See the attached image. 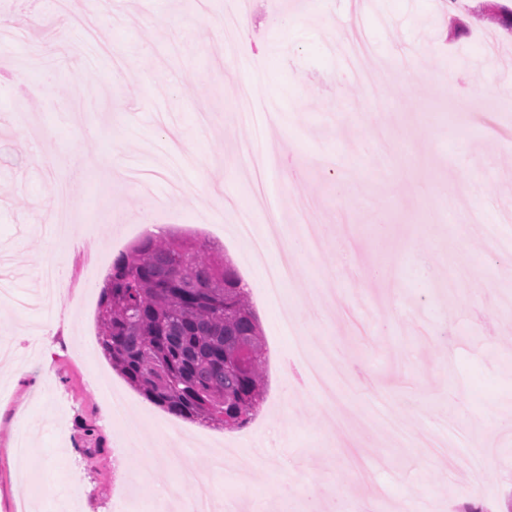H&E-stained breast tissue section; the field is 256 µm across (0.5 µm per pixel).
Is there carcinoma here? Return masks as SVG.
<instances>
[{
    "instance_id": "cac0c4a2",
    "label": "carcinoma",
    "mask_w": 512,
    "mask_h": 512,
    "mask_svg": "<svg viewBox=\"0 0 512 512\" xmlns=\"http://www.w3.org/2000/svg\"><path fill=\"white\" fill-rule=\"evenodd\" d=\"M98 343L112 368L177 417L240 429L264 392L263 345L246 290L206 246L145 238L112 259Z\"/></svg>"
}]
</instances>
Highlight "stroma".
<instances>
[{
  "label": "stroma",
  "instance_id": "35a3bbf8",
  "mask_svg": "<svg viewBox=\"0 0 512 512\" xmlns=\"http://www.w3.org/2000/svg\"><path fill=\"white\" fill-rule=\"evenodd\" d=\"M381 3L386 22L362 25L372 44L366 65L391 66L395 54L412 50L428 55L424 75L389 82L374 104L363 84L338 77L347 27L307 0H248L254 65L224 42L222 0H112L108 14L100 0L78 7L43 0L34 13L23 0H0V18L17 34L0 40V276L17 298L0 304V344L12 347L17 369L5 375L0 360V381L11 391L10 402L0 403V512L24 494L12 445L27 428L39 450L40 512H57L71 499L79 512H116L121 497L111 485L127 467L120 453L126 441L120 422L102 421L99 379L126 398V419L144 435L174 440L162 457L141 461L132 479L150 512L189 449L201 454L258 435L267 440L266 466L249 471L246 487L211 477L202 461L194 494L237 498L241 512H303L316 490L320 512H359L363 504L396 512L418 487L428 512H455L471 497V480L449 473L448 458L467 449L484 456L491 512L512 505V431L501 428L512 421V345L504 342L512 336V254L489 250L448 213L453 194L481 208L488 223L512 222V97L494 92L512 87V30L499 20L512 0ZM159 15L162 31L153 26ZM64 22L71 28L66 47L28 76L25 52ZM69 47L80 48L89 65L74 71ZM243 83L259 88L261 102L279 114L267 144L301 174L289 183L272 168V191L301 195L315 184L322 208V250L292 255L291 318L313 354L337 349L343 365L365 372L358 384L327 377L346 429L337 447L305 379L288 375L291 340L278 336L280 313L262 301V279L233 224L202 220L218 204L234 209L251 197L237 146L252 131L233 119ZM465 93L479 94L474 111L456 109ZM370 111L382 121L384 160L373 152L370 126L356 120ZM344 113L351 116L345 125ZM39 132L51 133L53 149L79 156L82 179L38 164L28 145ZM323 154L335 156L334 170L314 165ZM212 182L227 183V197L209 196ZM59 183L72 201V221L93 225L94 238L54 254L40 226L56 209ZM148 202L155 223L208 241L210 253L231 259L249 284L261 317L265 393L243 428L167 413L114 371L103 351L86 366L70 358L74 348L96 342L102 275L142 238L140 211ZM49 257L65 266L68 282L47 325L31 300ZM459 267L469 271L461 289L453 286ZM330 299L336 315L321 320ZM42 376L50 386L35 389ZM379 403L427 435L451 418L466 443L448 440L423 467L420 448L393 441L379 426Z\"/></svg>",
  "mask_w": 512,
  "mask_h": 512
}]
</instances>
